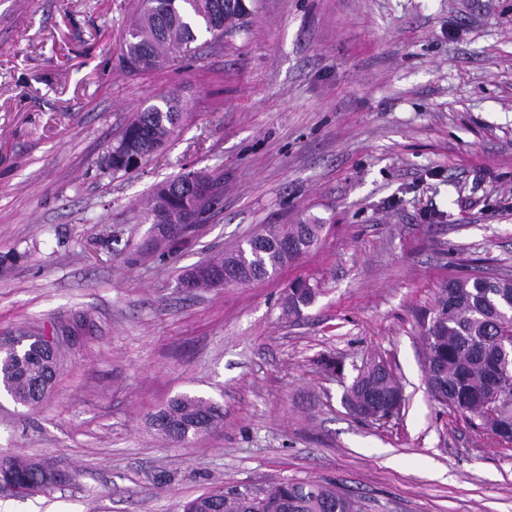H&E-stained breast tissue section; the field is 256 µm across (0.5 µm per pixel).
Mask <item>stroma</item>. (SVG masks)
I'll return each instance as SVG.
<instances>
[{
  "label": "stroma",
  "instance_id": "stroma-1",
  "mask_svg": "<svg viewBox=\"0 0 512 512\" xmlns=\"http://www.w3.org/2000/svg\"><path fill=\"white\" fill-rule=\"evenodd\" d=\"M250 7L240 31L196 27L186 57L145 70L127 62L138 0H0V341L91 320L39 407L0 397V456L73 481L0 494V512H181L220 485L308 478L367 512H512V449H477L430 399L415 323L448 273L512 274V0ZM171 90L181 129L112 175L114 139ZM189 170L220 177L222 197L162 256L143 208ZM310 215L319 244L275 278L179 288ZM299 276L322 291L290 319ZM377 357L405 406L363 422L344 394ZM184 392L224 406L186 447L149 425Z\"/></svg>",
  "mask_w": 512,
  "mask_h": 512
}]
</instances>
